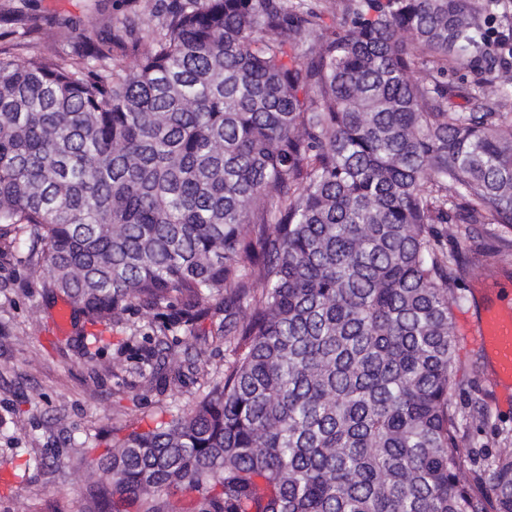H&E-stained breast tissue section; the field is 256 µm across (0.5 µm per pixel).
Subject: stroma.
I'll use <instances>...</instances> for the list:
<instances>
[{
  "mask_svg": "<svg viewBox=\"0 0 512 512\" xmlns=\"http://www.w3.org/2000/svg\"><path fill=\"white\" fill-rule=\"evenodd\" d=\"M128 13L123 0H0V49H11L14 20L57 34L55 48L75 53L86 40L108 45L112 26ZM97 19L86 34L87 16ZM22 243L0 240V512H77L90 506L97 480L100 449L83 447L86 434L111 438L113 430L154 426L156 421L189 408L199 395L203 375H222L230 356L217 329L216 313L196 328H172L174 356L191 351L200 357V373H186L181 383L150 384L141 357L156 344L153 331L174 310L162 315L137 307L109 325H60L57 306L44 296L42 279L26 260ZM512 282V261L466 275L454 310L453 341L460 386L452 401L461 442L473 469H482L498 453L512 450V389L496 382L485 356L464 332L483 308L481 283ZM108 337L104 350L85 344L84 336ZM39 470H25L31 458Z\"/></svg>",
  "mask_w": 512,
  "mask_h": 512,
  "instance_id": "stroma-1",
  "label": "stroma"
}]
</instances>
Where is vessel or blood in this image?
<instances>
[{"label":"vessel or blood","mask_w":512,"mask_h":512,"mask_svg":"<svg viewBox=\"0 0 512 512\" xmlns=\"http://www.w3.org/2000/svg\"><path fill=\"white\" fill-rule=\"evenodd\" d=\"M497 298L499 307L469 326L467 332L471 345L494 363L500 382H512V289L500 288Z\"/></svg>","instance_id":"vessel-or-blood-1"}]
</instances>
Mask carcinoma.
Returning <instances> with one entry per match:
<instances>
[{"label": "carcinoma", "instance_id": "cac0c4a2", "mask_svg": "<svg viewBox=\"0 0 512 512\" xmlns=\"http://www.w3.org/2000/svg\"><path fill=\"white\" fill-rule=\"evenodd\" d=\"M132 4L151 24L110 53L0 56V237L48 296L90 325L224 311L232 362L112 439L100 512H512V452L460 478L448 250L455 224L512 228L506 5ZM170 356L150 381L181 379Z\"/></svg>", "mask_w": 512, "mask_h": 512}]
</instances>
